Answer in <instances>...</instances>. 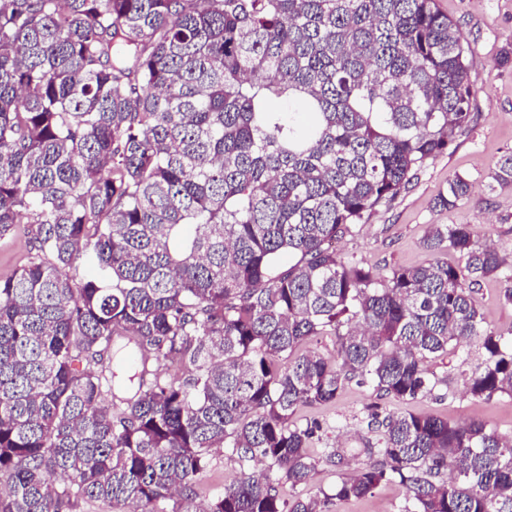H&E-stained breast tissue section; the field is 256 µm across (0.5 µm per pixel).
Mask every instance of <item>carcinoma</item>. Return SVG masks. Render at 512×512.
Returning <instances> with one entry per match:
<instances>
[{
	"label": "carcinoma",
	"mask_w": 512,
	"mask_h": 512,
	"mask_svg": "<svg viewBox=\"0 0 512 512\" xmlns=\"http://www.w3.org/2000/svg\"><path fill=\"white\" fill-rule=\"evenodd\" d=\"M473 53L435 0H0V238L37 244L0 279V512H332L387 481L401 512H512L482 421L374 406L363 447L315 454L295 418L353 380L430 394L475 339L467 392L512 397V330L473 296L506 260L469 225L387 275L335 247L467 132ZM318 336L336 355L299 352ZM220 448L261 470L195 505ZM339 473L340 471L333 466H321L312 473L308 484L300 490L304 495H313L320 489L328 491L338 480Z\"/></svg>",
	"instance_id": "obj_1"
}]
</instances>
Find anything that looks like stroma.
Segmentation results:
<instances>
[{"instance_id":"1","label":"stroma","mask_w":512,"mask_h":512,"mask_svg":"<svg viewBox=\"0 0 512 512\" xmlns=\"http://www.w3.org/2000/svg\"><path fill=\"white\" fill-rule=\"evenodd\" d=\"M437 7L459 26L475 50L470 68L477 91L475 119L447 152L427 163L391 206L373 211L354 234L342 237L337 247L343 256L385 274L428 259L424 239L432 225H469L476 239L492 243L506 259L497 275L476 286L475 300L485 326L507 331L512 329V304L504 299L505 292L512 290V183L496 186L491 192L486 186L496 161L512 150V67L497 64L502 50L512 48V0H437ZM457 174L473 182V195L456 208H437V195ZM467 351V356L452 355L446 364L437 365V372L447 373L448 383L430 395L394 401L380 398L372 386L352 381L336 402L301 407L298 420H315L322 426L311 444L312 451L336 443L358 447L363 433L359 420L366 408L377 402L393 412L431 414L453 422L477 419L512 436V397L503 395L484 402L466 393L465 379L482 356L478 343H470ZM240 473L227 450L218 451L208 470L196 478L197 500L212 499ZM405 498V487L389 482L371 496L337 502L333 512H399Z\"/></svg>"}]
</instances>
